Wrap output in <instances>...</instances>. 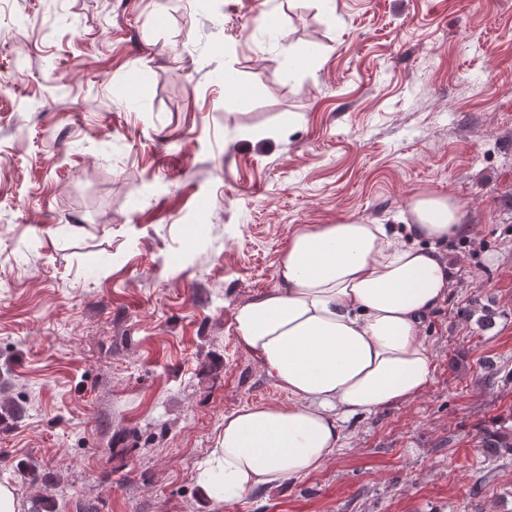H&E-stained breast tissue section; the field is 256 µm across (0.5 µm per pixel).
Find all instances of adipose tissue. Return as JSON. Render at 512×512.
Segmentation results:
<instances>
[{
	"instance_id": "obj_1",
	"label": "adipose tissue",
	"mask_w": 512,
	"mask_h": 512,
	"mask_svg": "<svg viewBox=\"0 0 512 512\" xmlns=\"http://www.w3.org/2000/svg\"><path fill=\"white\" fill-rule=\"evenodd\" d=\"M405 231L358 221L300 225L275 286L236 308L238 345L289 401L225 415L196 474L211 512L313 473L339 451L349 423L430 386L425 321L452 282L440 247L473 228L457 202L425 194L410 204Z\"/></svg>"
}]
</instances>
